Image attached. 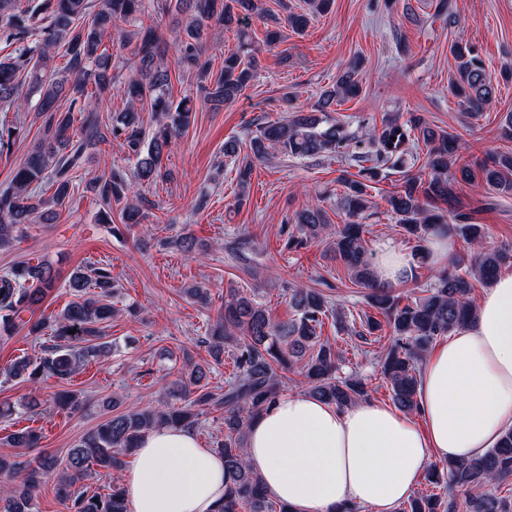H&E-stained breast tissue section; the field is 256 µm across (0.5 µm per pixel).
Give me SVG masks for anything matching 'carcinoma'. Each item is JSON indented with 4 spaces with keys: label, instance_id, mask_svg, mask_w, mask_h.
Segmentation results:
<instances>
[{
    "label": "carcinoma",
    "instance_id": "obj_1",
    "mask_svg": "<svg viewBox=\"0 0 512 512\" xmlns=\"http://www.w3.org/2000/svg\"><path fill=\"white\" fill-rule=\"evenodd\" d=\"M332 0H308L309 12H289L285 23L299 33L306 29L310 15L324 14ZM161 15L177 13L185 25L171 42L156 28L135 30V71L125 82L127 107L102 121L91 106L112 96V53L105 45L112 28L134 23L149 11ZM265 18L270 10L257 0H0V40L13 47L0 58V111L16 112L38 96L34 108L40 122L37 146L16 168L9 186L0 190V247L17 240L24 224H51L58 209L73 200L79 169L91 150L117 141L135 158L129 173L112 167L85 184L101 206L100 220L112 223V206L121 207L124 224H139L153 206L133 194V184L150 185L168 181L172 172L163 169L164 154L172 141L188 130L194 98L174 102L171 70L165 64L169 50L176 65L196 75L204 85V103L218 109L239 98L256 77L254 45L248 33L251 17ZM216 24L238 38L237 50L224 56L215 71L206 55L204 33ZM457 62L449 90L465 109L480 113L492 103L494 86L482 58L474 48L459 43L451 47ZM63 59L54 79L44 78L56 58ZM356 71L340 74L336 85L323 93L317 111L301 109L285 120L258 124L250 139L249 152L241 153L237 141L224 142V156L237 162L238 183L246 187L254 164L271 148L287 157L306 158L326 153L349 156L359 167L357 178L341 176L340 205L345 221L337 225L333 248L335 257L350 272L354 283L369 289L367 304L386 320L392 331L391 343L378 355L380 373L389 382L392 401L405 413L419 410L417 390L419 362L428 348L471 319L474 283H488L502 266L512 264L509 247L487 248L486 225L469 223L456 192L459 181L481 173L485 182L502 195H512V152L497 154L474 165L457 166V138L434 129L419 115L401 122L385 121L372 136V149L336 122H323L319 113L336 103L359 96ZM149 103L156 127L146 134L136 104ZM21 129L0 127V153L11 151ZM427 149L421 173L404 170L419 146ZM402 172L400 189L387 203L397 223L418 243L432 236L458 237L476 252L466 264L458 261L435 276L419 298L401 296L388 285L377 283L367 258L366 225L359 218L367 208L368 190L378 181L381 168ZM52 191L48 198L43 189ZM284 228L286 247L305 248L316 242L331 226L325 211L311 205L300 211ZM57 276L45 263L23 262L0 274V328L10 329L23 313L33 311L55 287ZM72 300L56 315L40 318L33 332L49 331L52 344L39 358L23 356L0 369L5 380L22 379L39 390L49 378L68 381L81 367L109 355L111 344L104 340L102 324L118 314L112 306V264L99 262L72 273L68 281ZM289 303L293 317L274 322L254 299L229 291L220 315L209 331L210 356L222 360L229 353L233 372L216 393L206 383V370L188 356L173 395L176 402L164 410L135 407L117 411L119 403L106 398L102 405L110 412L95 429L68 449L65 459L39 455L25 460L0 459V512H36L34 491L45 478H56L57 496L68 512H130L121 485L107 493L90 492L82 484L93 470L121 471L125 457L147 433L162 427L195 428L199 416L209 410L224 414V439L216 451L224 457V502L218 512H292L273 497L249 467L245 434L249 422L279 396L284 373L293 371L312 396L338 407L358 403L368 396L367 386L354 374L337 375L338 356L332 345L321 340L325 318H334L340 330L345 324L340 311L329 306L326 295L309 288H291ZM40 435L32 430L11 436L15 448L38 447ZM512 476V429L505 431L497 445L466 461L446 463V477L438 470L427 473L433 487H461L476 490L462 503V512H512V498L498 494L503 481ZM457 503L440 493H422L407 500L398 512H456Z\"/></svg>",
    "mask_w": 512,
    "mask_h": 512
}]
</instances>
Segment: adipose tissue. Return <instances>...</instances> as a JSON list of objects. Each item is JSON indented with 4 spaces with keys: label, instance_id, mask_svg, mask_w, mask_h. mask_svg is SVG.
<instances>
[{
    "label": "adipose tissue",
    "instance_id": "1",
    "mask_svg": "<svg viewBox=\"0 0 512 512\" xmlns=\"http://www.w3.org/2000/svg\"><path fill=\"white\" fill-rule=\"evenodd\" d=\"M418 402L415 420L373 400L340 409L303 391L280 396L250 422L247 462L294 512L345 502L392 512L429 466L494 447L512 428V273L430 356ZM124 488L131 512H216L224 459L187 429H156L136 449Z\"/></svg>",
    "mask_w": 512,
    "mask_h": 512
}]
</instances>
